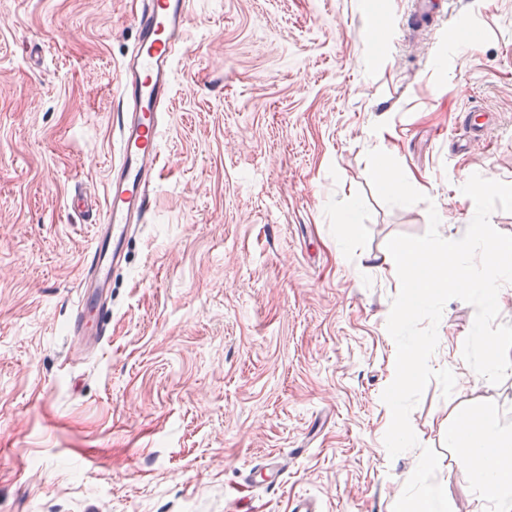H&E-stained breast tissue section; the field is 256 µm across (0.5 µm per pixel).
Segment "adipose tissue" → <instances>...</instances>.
Returning a JSON list of instances; mask_svg holds the SVG:
<instances>
[{"label": "adipose tissue", "mask_w": 512, "mask_h": 512, "mask_svg": "<svg viewBox=\"0 0 512 512\" xmlns=\"http://www.w3.org/2000/svg\"><path fill=\"white\" fill-rule=\"evenodd\" d=\"M448 443L462 451L458 468L478 474L480 495L493 503L494 512H512V434L463 417L449 427Z\"/></svg>", "instance_id": "ef3b65f1"}]
</instances>
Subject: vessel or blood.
I'll return each mask as SVG.
<instances>
[{
  "instance_id": "1",
  "label": "vessel or blood",
  "mask_w": 512,
  "mask_h": 512,
  "mask_svg": "<svg viewBox=\"0 0 512 512\" xmlns=\"http://www.w3.org/2000/svg\"><path fill=\"white\" fill-rule=\"evenodd\" d=\"M192 0H133L135 43L123 68L116 125L119 160L111 167L103 197L77 192L69 210L94 224L93 245L80 270L79 300L71 335L111 333L112 304L103 290L121 265L135 229L143 224L160 176L162 113L171 97L172 67L185 52V30Z\"/></svg>"
}]
</instances>
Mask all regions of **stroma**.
Returning <instances> with one entry per match:
<instances>
[{
	"instance_id": "1",
	"label": "stroma",
	"mask_w": 512,
	"mask_h": 512,
	"mask_svg": "<svg viewBox=\"0 0 512 512\" xmlns=\"http://www.w3.org/2000/svg\"><path fill=\"white\" fill-rule=\"evenodd\" d=\"M131 2L0 0V512H399L425 480L448 512H493L448 428L512 430V371L447 398L430 381L418 447L389 457L399 286L367 258L432 207L461 238L471 175L512 184V0H435L412 33V0H194L153 209L112 276L111 335L80 353L92 227L66 201L104 194L118 159ZM372 150L426 201L384 204ZM474 318L446 303L433 369L462 361Z\"/></svg>"
}]
</instances>
